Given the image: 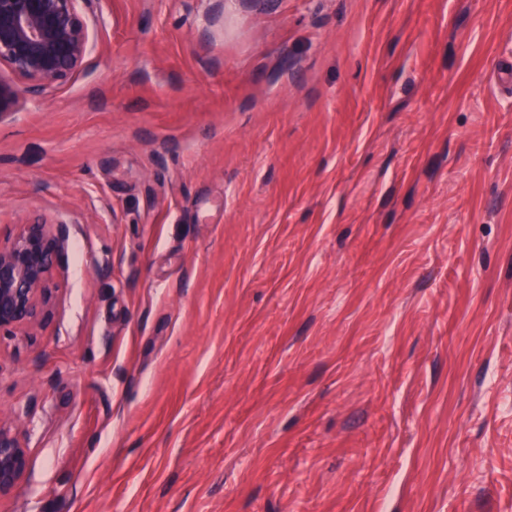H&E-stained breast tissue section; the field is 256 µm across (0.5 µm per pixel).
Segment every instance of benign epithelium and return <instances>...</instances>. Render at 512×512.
<instances>
[{
  "mask_svg": "<svg viewBox=\"0 0 512 512\" xmlns=\"http://www.w3.org/2000/svg\"><path fill=\"white\" fill-rule=\"evenodd\" d=\"M81 0H0V118L18 111V81L40 93L75 74L88 54ZM67 239L64 225L37 220L0 243V336H18L50 317L49 288ZM30 456L0 423V497L12 494Z\"/></svg>",
  "mask_w": 512,
  "mask_h": 512,
  "instance_id": "benign-epithelium-1",
  "label": "benign epithelium"
}]
</instances>
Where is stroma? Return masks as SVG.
<instances>
[{
	"label": "stroma",
	"mask_w": 512,
	"mask_h": 512,
	"mask_svg": "<svg viewBox=\"0 0 512 512\" xmlns=\"http://www.w3.org/2000/svg\"><path fill=\"white\" fill-rule=\"evenodd\" d=\"M0 119V512H512V0H85ZM66 239L64 224L37 220L0 242V336L22 335L49 319V284ZM30 456L11 427L0 422V497L12 494L28 471Z\"/></svg>",
	"instance_id": "1"
}]
</instances>
